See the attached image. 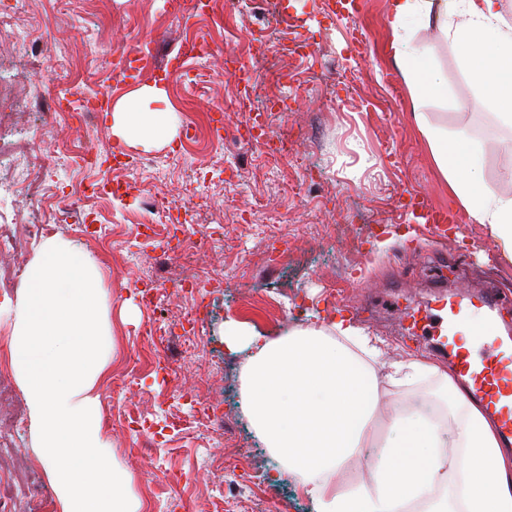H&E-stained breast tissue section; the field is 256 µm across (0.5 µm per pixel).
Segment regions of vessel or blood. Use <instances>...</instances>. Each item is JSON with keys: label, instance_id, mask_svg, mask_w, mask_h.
<instances>
[{"label": "vessel or blood", "instance_id": "1", "mask_svg": "<svg viewBox=\"0 0 512 512\" xmlns=\"http://www.w3.org/2000/svg\"><path fill=\"white\" fill-rule=\"evenodd\" d=\"M411 199L422 218L436 233H446L456 216L434 208L422 193ZM487 294L472 295L460 291L442 296L426 314V329L435 338L440 351L451 358L456 374L467 383L471 396L496 416L504 439H512V335L501 333L494 321H487L478 335L466 336L462 330L473 313L495 305Z\"/></svg>", "mask_w": 512, "mask_h": 512}]
</instances>
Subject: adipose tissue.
I'll return each mask as SVG.
<instances>
[{
  "label": "adipose tissue",
  "mask_w": 512,
  "mask_h": 512,
  "mask_svg": "<svg viewBox=\"0 0 512 512\" xmlns=\"http://www.w3.org/2000/svg\"><path fill=\"white\" fill-rule=\"evenodd\" d=\"M501 2L391 0V48L413 99L448 93L430 48L406 34L408 22L421 19L452 39L469 82L512 123V23ZM166 99L152 84L116 101V140L147 150L159 135L174 139L165 113L137 109ZM419 128L459 205L512 251V197L483 181L481 148L463 133L449 138L424 121ZM102 280L93 257L61 236L44 238L13 311L10 365L38 427L35 453L57 489L59 512L142 508L131 475L116 466L102 436L97 386L110 359L99 321ZM224 344L247 347L240 375L245 413L315 512H512V449L447 369L423 359L383 367L375 339L342 320L277 339L232 325ZM388 385L408 397L384 413ZM366 448L374 451L366 478L346 482L347 463Z\"/></svg>",
  "instance_id": "adipose-tissue-1"
}]
</instances>
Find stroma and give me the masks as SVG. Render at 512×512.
Returning <instances> with one entry per match:
<instances>
[{"label":"stroma","mask_w":512,"mask_h":512,"mask_svg":"<svg viewBox=\"0 0 512 512\" xmlns=\"http://www.w3.org/2000/svg\"><path fill=\"white\" fill-rule=\"evenodd\" d=\"M356 15H337L333 0H217L209 14L184 16L168 0H70L55 18L49 0H24L23 21L42 37L43 65L32 64L12 30H0V138L14 150L0 156L8 172L31 170L36 157L64 141L105 155L112 120L99 108L83 125L38 123L45 90L61 85L113 99L142 84L167 91L172 143L127 148L112 178L122 196L70 203L94 169L59 168L42 201L0 193V222L46 216L57 234L101 260L107 324L114 352L98 388L103 436L120 468L134 477L142 512H174L183 500L194 512H314L292 480L275 478L276 461L243 411L239 372L244 356L229 352L232 322L276 338L302 328L312 313L346 320L378 337L389 361L449 358L412 325L410 315L439 294L493 291L504 306L497 323L512 332V253L489 225L463 218L438 237L419 223L406 192L416 189L440 208L457 209L448 183L418 128L466 132L486 144L482 175L512 195V125L481 103L453 42L418 21L408 32L431 45L432 65L448 84L441 99L412 101L403 67L390 49L388 0H363ZM133 43L154 66L134 78L113 79V51ZM205 53L183 68L160 64L185 44ZM235 59L249 76V99L265 103L262 120L287 138L289 154L271 156L248 140L240 87L226 74ZM30 108L19 111L17 104ZM224 109L222 134L198 131L199 118ZM204 204L199 228L172 250L170 267L218 274L203 296L163 289L145 307L137 288L157 270L158 243L140 240L145 203ZM193 323L197 347L178 337ZM162 323L172 338L173 369L145 339ZM8 315H0V512H58L56 491L34 452L36 430L24 393L8 370ZM222 401L223 434L197 423L192 398Z\"/></svg>","instance_id":"35a3bbf8"}]
</instances>
